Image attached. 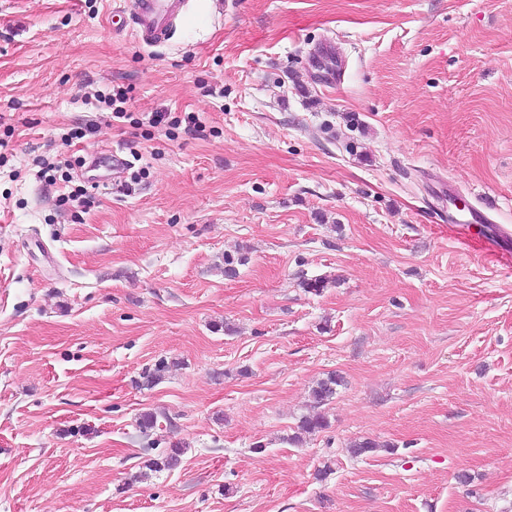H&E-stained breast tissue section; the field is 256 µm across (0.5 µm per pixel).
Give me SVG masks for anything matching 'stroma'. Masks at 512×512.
Returning a JSON list of instances; mask_svg holds the SVG:
<instances>
[{"instance_id": "35a3bbf8", "label": "stroma", "mask_w": 512, "mask_h": 512, "mask_svg": "<svg viewBox=\"0 0 512 512\" xmlns=\"http://www.w3.org/2000/svg\"><path fill=\"white\" fill-rule=\"evenodd\" d=\"M119 6L0 0V512H512V0ZM187 0H130L124 24L141 44L154 47L167 41L187 7ZM184 453V448L174 445L172 448H166L156 458L146 459L144 467L153 472L173 469L179 465Z\"/></svg>"}]
</instances>
